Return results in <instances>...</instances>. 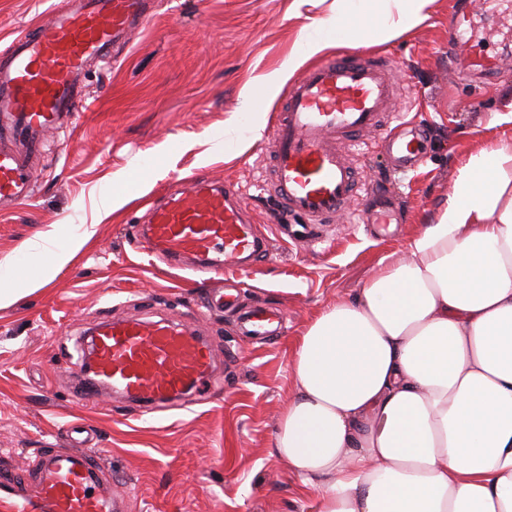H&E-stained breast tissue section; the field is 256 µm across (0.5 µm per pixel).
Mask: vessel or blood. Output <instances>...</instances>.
I'll use <instances>...</instances> for the list:
<instances>
[{
    "label": "vessel or blood",
    "mask_w": 512,
    "mask_h": 512,
    "mask_svg": "<svg viewBox=\"0 0 512 512\" xmlns=\"http://www.w3.org/2000/svg\"><path fill=\"white\" fill-rule=\"evenodd\" d=\"M150 0H67L30 31L12 39L0 60V206L32 194L34 159L46 137L80 111L77 89L89 63L118 43H129L149 17ZM395 85L382 61L342 56L314 64L286 93L272 131L274 169L267 192L292 215L315 224L344 213L358 189L340 147L347 134L380 126L393 106ZM423 132L404 128L390 141L400 167L412 169ZM148 253L195 273L221 275L270 253V242L250 224L235 193L193 175L154 203L141 227ZM274 312L256 309L243 319L253 335L267 332ZM95 371L79 398L96 403L102 390L167 406L197 388L221 392L212 357L193 333L165 320L115 321L92 338ZM96 460L83 449L55 454L32 484H0V512H114L109 492L94 491Z\"/></svg>",
    "instance_id": "obj_1"
}]
</instances>
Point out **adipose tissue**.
Segmentation results:
<instances>
[{
	"mask_svg": "<svg viewBox=\"0 0 512 512\" xmlns=\"http://www.w3.org/2000/svg\"><path fill=\"white\" fill-rule=\"evenodd\" d=\"M336 0L324 39L388 40L431 0ZM273 453L318 512H512V145L460 168L436 220L300 336Z\"/></svg>",
	"mask_w": 512,
	"mask_h": 512,
	"instance_id": "ef3b65f1",
	"label": "adipose tissue"
}]
</instances>
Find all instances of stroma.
<instances>
[{"mask_svg": "<svg viewBox=\"0 0 512 512\" xmlns=\"http://www.w3.org/2000/svg\"><path fill=\"white\" fill-rule=\"evenodd\" d=\"M54 0H0V51L45 17ZM145 29L92 66L86 106L52 136L32 197L0 212V276L21 291L0 307V481L32 476L36 458L80 445L117 493L123 512H317L273 454L283 406L295 389L299 336L323 311L356 298L380 259L402 254L452 193L459 167L481 150L512 143V6L507 0H432L426 20L386 42L327 48L393 65V123H424L422 165L395 171L384 151L388 127L347 147L360 185L395 191L397 222L366 232L354 216L321 225L317 241L288 240L272 220L269 150L287 87L249 99L264 77L319 39L312 19L336 0H152ZM469 14V51L499 61L490 76L454 68L448 24ZM236 119L247 149L225 145ZM203 173L235 189L271 242L268 260L235 274L234 306L209 307L215 284L150 261L140 249L142 201L172 177ZM87 233L70 263L26 291L33 270L24 245L60 240L62 225ZM273 306L275 336L247 337L238 312ZM168 319L209 343L224 390L184 409L143 413L103 391L78 400L76 373L89 328L116 319Z\"/></svg>", "mask_w": 512, "mask_h": 512, "instance_id": "stroma-1", "label": "stroma"}]
</instances>
